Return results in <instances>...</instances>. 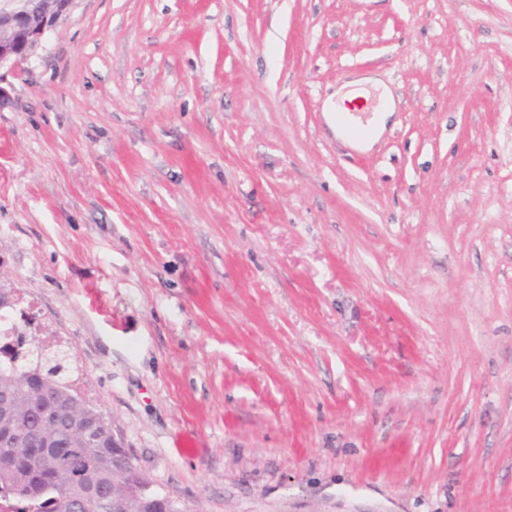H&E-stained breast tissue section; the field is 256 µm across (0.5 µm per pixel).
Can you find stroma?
<instances>
[{
  "label": "stroma",
  "mask_w": 512,
  "mask_h": 512,
  "mask_svg": "<svg viewBox=\"0 0 512 512\" xmlns=\"http://www.w3.org/2000/svg\"><path fill=\"white\" fill-rule=\"evenodd\" d=\"M0 84L11 319L161 495L512 512V0H76ZM372 85L375 90L379 89V82L371 76H365L355 79L349 83H346L336 91V112H347V105L353 107V105L360 106L363 101L361 96L367 97L364 93L366 88L365 85ZM379 100L381 101V106L375 110V112H377L375 115L372 111L378 106L379 102L377 99L371 100L364 112H349L339 115L340 127L348 138L364 139L367 137L371 132L370 120L373 115L372 124L374 135L371 141L382 133L388 118L392 115V112H394V105L385 90H382L379 94ZM37 347L35 349L28 348L26 351H21V354L23 352H27L29 355L35 354L37 351L39 352V355L37 357V361L39 366H42L43 362L46 364H53V367H56L54 371H56L58 374L66 373L69 369L68 367V354L61 350H55L54 353H51L48 351L49 348H52L53 345H46L47 343L42 340H36L34 339L32 341ZM49 354H53L52 356H49Z\"/></svg>",
  "instance_id": "35a3bbf8"
}]
</instances>
